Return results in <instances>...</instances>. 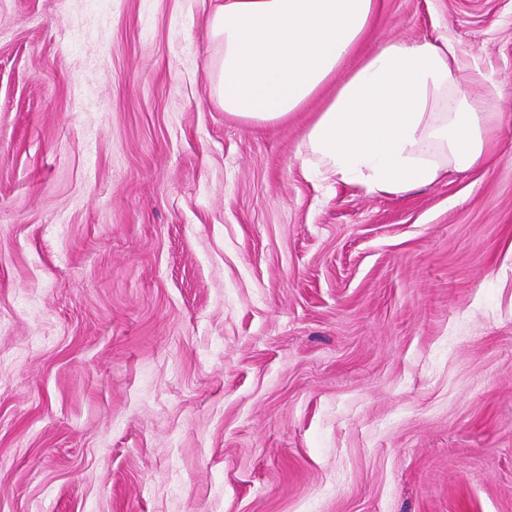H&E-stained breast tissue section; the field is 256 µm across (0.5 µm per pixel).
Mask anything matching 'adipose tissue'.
Listing matches in <instances>:
<instances>
[{
    "mask_svg": "<svg viewBox=\"0 0 512 512\" xmlns=\"http://www.w3.org/2000/svg\"><path fill=\"white\" fill-rule=\"evenodd\" d=\"M376 11L377 0H219L207 39L220 105L249 125L283 123L334 76ZM472 79L448 41L387 42L310 126L307 163L379 195L483 164L495 126L462 90Z\"/></svg>",
    "mask_w": 512,
    "mask_h": 512,
    "instance_id": "ef3b65f1",
    "label": "adipose tissue"
}]
</instances>
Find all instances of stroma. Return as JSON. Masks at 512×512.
Here are the masks:
<instances>
[{
    "instance_id": "1",
    "label": "stroma",
    "mask_w": 512,
    "mask_h": 512,
    "mask_svg": "<svg viewBox=\"0 0 512 512\" xmlns=\"http://www.w3.org/2000/svg\"><path fill=\"white\" fill-rule=\"evenodd\" d=\"M214 0H0V512H512V0H379L284 124L219 105ZM444 38L486 164L305 161L389 40Z\"/></svg>"
}]
</instances>
